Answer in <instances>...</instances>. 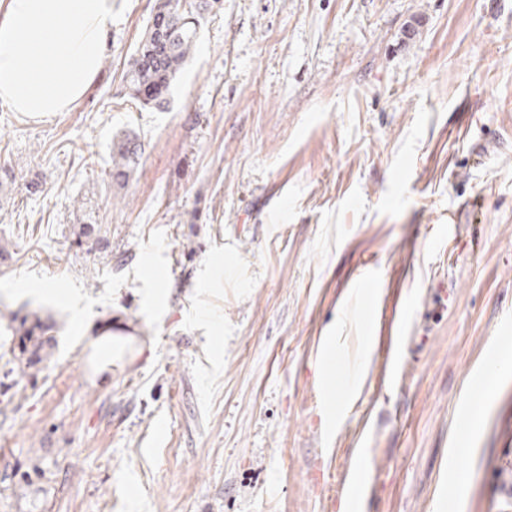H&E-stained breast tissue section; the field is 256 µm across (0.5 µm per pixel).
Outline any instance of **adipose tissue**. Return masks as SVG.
I'll return each instance as SVG.
<instances>
[{
  "label": "adipose tissue",
  "instance_id": "obj_1",
  "mask_svg": "<svg viewBox=\"0 0 512 512\" xmlns=\"http://www.w3.org/2000/svg\"><path fill=\"white\" fill-rule=\"evenodd\" d=\"M116 0H5L0 11V102L46 116L67 111L97 77ZM42 24L43 47L32 38Z\"/></svg>",
  "mask_w": 512,
  "mask_h": 512
}]
</instances>
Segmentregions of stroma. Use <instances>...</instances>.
<instances>
[{"mask_svg": "<svg viewBox=\"0 0 512 512\" xmlns=\"http://www.w3.org/2000/svg\"><path fill=\"white\" fill-rule=\"evenodd\" d=\"M152 3L68 111L0 104V343L53 338L0 359V512H348L352 461L360 512H505L512 0H224L163 111ZM137 145L129 139H124L118 144L117 153L112 159V177L119 180L127 176V165L132 155H136ZM37 331L40 332L39 336H37ZM45 331L46 329L40 321H37L28 328H24L26 341L31 344L32 349L29 351L22 348L19 354H16L14 347L10 349L11 359L9 362L14 365V368H12L13 370L17 368L20 373H24L26 372V369H31L42 361L39 351L45 343H49L51 340V336H42ZM368 480L366 473L357 464L348 468L342 475L343 486H347L356 494L358 502H362L366 498Z\"/></svg>", "mask_w": 512, "mask_h": 512, "instance_id": "stroma-1", "label": "stroma"}]
</instances>
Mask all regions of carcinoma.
Listing matches in <instances>:
<instances>
[{
	"label": "carcinoma",
	"mask_w": 512,
	"mask_h": 512,
	"mask_svg": "<svg viewBox=\"0 0 512 512\" xmlns=\"http://www.w3.org/2000/svg\"><path fill=\"white\" fill-rule=\"evenodd\" d=\"M198 0H156L149 23L131 55L123 76L126 96L143 107L164 110L170 103L171 87L191 57L201 35L206 15L220 6L221 0H205L207 8L197 7ZM137 145L127 139L118 144L112 159V177L127 176V165ZM41 322L24 329L31 349L11 352L10 363L24 373L38 365L44 336Z\"/></svg>",
	"instance_id": "1"
}]
</instances>
